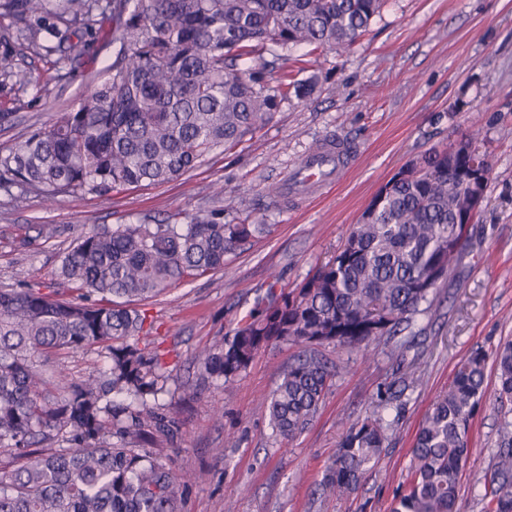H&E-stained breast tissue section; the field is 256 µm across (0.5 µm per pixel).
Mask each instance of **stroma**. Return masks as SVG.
I'll return each mask as SVG.
<instances>
[{
  "instance_id": "stroma-1",
  "label": "stroma",
  "mask_w": 512,
  "mask_h": 512,
  "mask_svg": "<svg viewBox=\"0 0 512 512\" xmlns=\"http://www.w3.org/2000/svg\"><path fill=\"white\" fill-rule=\"evenodd\" d=\"M112 38L101 35L85 68L57 80L51 58L26 57L38 89L0 88V152L15 148L61 110L75 108L91 79L111 64ZM299 79L310 97H289L274 118L234 148L178 179L106 198L0 190V286L64 293L61 261L73 239L92 226L186 224L198 214L269 225L235 251L223 270L170 288L148 301L149 338L173 375L169 405L177 429L154 449L181 475H200L180 491L179 512H389L405 483L416 432L457 364L476 350L493 354L512 339V0H386L368 31L343 52L306 56ZM340 137L359 154L322 198L290 204L271 190L287 182L308 149ZM471 142L490 167L485 198L468 227L463 258L442 287L444 303L421 311L411 329L369 345L322 346L336 375L321 406L294 438L273 433L268 399L296 358L288 343L260 351L232 385L200 380L198 353L228 335L271 283L298 286L344 245L374 196L409 160ZM50 224L53 238L23 243L30 225ZM416 365L422 379L378 398L397 367ZM383 416L388 445L358 487L321 494L347 419ZM512 404L484 398L459 474L461 512H482L504 421Z\"/></svg>"
}]
</instances>
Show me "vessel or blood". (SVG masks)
Segmentation results:
<instances>
[{"label": "vessel or blood", "mask_w": 512, "mask_h": 512, "mask_svg": "<svg viewBox=\"0 0 512 512\" xmlns=\"http://www.w3.org/2000/svg\"><path fill=\"white\" fill-rule=\"evenodd\" d=\"M353 150L342 139H327L313 145L304 157L292 182V190L302 199L319 194L345 173Z\"/></svg>", "instance_id": "1"}]
</instances>
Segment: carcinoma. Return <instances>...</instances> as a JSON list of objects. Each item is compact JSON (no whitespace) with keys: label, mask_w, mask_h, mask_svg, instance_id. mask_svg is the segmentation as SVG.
Listing matches in <instances>:
<instances>
[{"label":"carcinoma","mask_w":512,"mask_h":512,"mask_svg":"<svg viewBox=\"0 0 512 512\" xmlns=\"http://www.w3.org/2000/svg\"><path fill=\"white\" fill-rule=\"evenodd\" d=\"M384 0H0V85L35 83L19 61L54 58L57 77L88 59L94 37L118 46L76 108L0 153V188L108 197L173 181L218 148L232 149L270 122L293 79L284 51L346 50L368 31ZM468 187L448 171V150L410 160L369 203L343 248L291 291L269 287L232 334L200 352L209 378L237 381L265 347H301L269 402L276 434L301 433L335 376L318 350L359 346L411 327L420 305L441 303L440 286L460 258L448 251ZM264 224H224L215 214L187 224L93 226L75 239L61 274L77 297L0 288V512H177L178 475L144 448L174 436L159 397L171 369L141 336L135 304L220 271ZM96 346L97 377L49 370L54 354ZM497 399L512 402V341L494 353ZM487 392L486 355L456 368L415 437L410 478L391 512H460L458 476L469 430ZM388 440L383 419L349 424L325 490H354ZM484 512H512V424L502 426Z\"/></svg>","instance_id":"1"}]
</instances>
